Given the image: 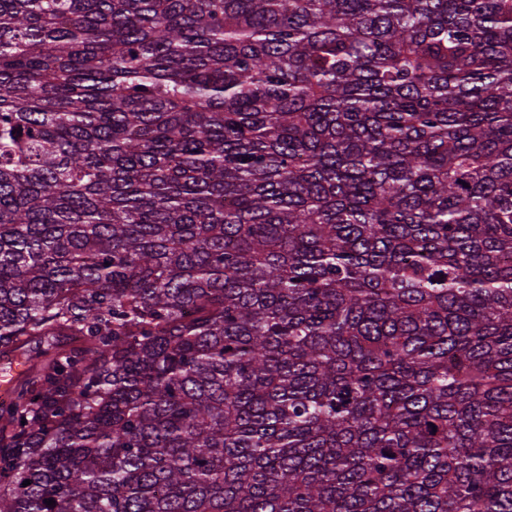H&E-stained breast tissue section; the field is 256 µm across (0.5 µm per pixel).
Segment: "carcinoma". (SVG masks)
<instances>
[{"mask_svg": "<svg viewBox=\"0 0 512 512\" xmlns=\"http://www.w3.org/2000/svg\"><path fill=\"white\" fill-rule=\"evenodd\" d=\"M0 354V512H512V0H0Z\"/></svg>", "mask_w": 512, "mask_h": 512, "instance_id": "cac0c4a2", "label": "carcinoma"}]
</instances>
